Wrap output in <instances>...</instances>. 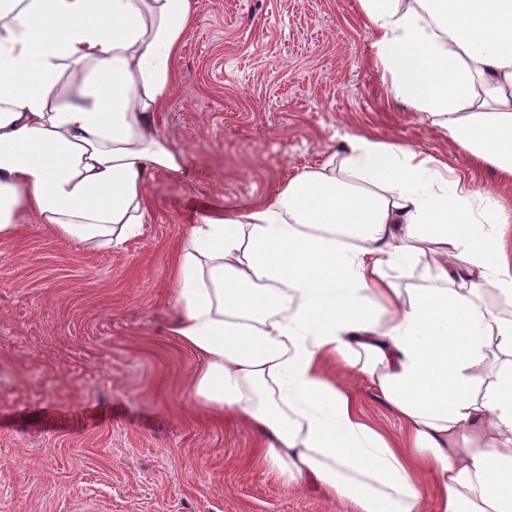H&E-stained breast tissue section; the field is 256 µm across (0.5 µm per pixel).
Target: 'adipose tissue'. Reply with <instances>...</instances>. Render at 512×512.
I'll return each mask as SVG.
<instances>
[{"instance_id":"obj_1","label":"adipose tissue","mask_w":512,"mask_h":512,"mask_svg":"<svg viewBox=\"0 0 512 512\" xmlns=\"http://www.w3.org/2000/svg\"><path fill=\"white\" fill-rule=\"evenodd\" d=\"M389 99L512 183V0H357ZM189 0H0V238L22 213L94 249L181 169L160 111ZM83 67L57 100L59 62ZM512 207L446 159L360 131L176 248L192 391L261 436L270 477L346 512H512ZM333 359L404 424L376 431Z\"/></svg>"}]
</instances>
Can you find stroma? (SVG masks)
Returning <instances> with one entry per match:
<instances>
[{
  "label": "stroma",
  "instance_id": "obj_1",
  "mask_svg": "<svg viewBox=\"0 0 512 512\" xmlns=\"http://www.w3.org/2000/svg\"><path fill=\"white\" fill-rule=\"evenodd\" d=\"M177 80L155 116L183 157L146 183L152 218L107 250L21 214L0 238V512H336L321 488L256 463L257 434L210 416L178 316L174 246L205 213L246 209L296 169L370 131L446 156L476 189L501 184L389 101L355 0H190ZM362 414L402 423L339 366Z\"/></svg>",
  "mask_w": 512,
  "mask_h": 512
}]
</instances>
